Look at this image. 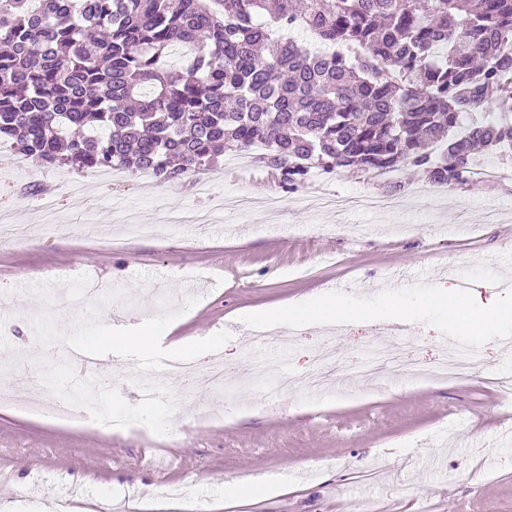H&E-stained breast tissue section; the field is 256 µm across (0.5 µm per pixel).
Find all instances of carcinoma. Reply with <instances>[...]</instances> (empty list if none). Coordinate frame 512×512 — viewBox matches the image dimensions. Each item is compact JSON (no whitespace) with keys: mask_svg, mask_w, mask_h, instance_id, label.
I'll return each mask as SVG.
<instances>
[{"mask_svg":"<svg viewBox=\"0 0 512 512\" xmlns=\"http://www.w3.org/2000/svg\"><path fill=\"white\" fill-rule=\"evenodd\" d=\"M509 99L512 0H0V140L46 167L170 182L261 144L287 192L406 166L453 190L512 158Z\"/></svg>","mask_w":512,"mask_h":512,"instance_id":"cac0c4a2","label":"carcinoma"}]
</instances>
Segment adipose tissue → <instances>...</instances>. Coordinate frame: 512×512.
Returning <instances> with one entry per match:
<instances>
[{"mask_svg": "<svg viewBox=\"0 0 512 512\" xmlns=\"http://www.w3.org/2000/svg\"><path fill=\"white\" fill-rule=\"evenodd\" d=\"M430 304L447 312L453 332L462 336H483L501 324L512 323L511 309L477 308L452 290L434 295ZM358 313V308L348 304L344 298L321 294L278 308L254 310L249 313L248 318L252 321L285 325L296 319L317 320L326 314L347 319Z\"/></svg>", "mask_w": 512, "mask_h": 512, "instance_id": "obj_1", "label": "adipose tissue"}]
</instances>
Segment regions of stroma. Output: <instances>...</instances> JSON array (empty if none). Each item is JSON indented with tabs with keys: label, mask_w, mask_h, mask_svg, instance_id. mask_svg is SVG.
<instances>
[{
	"label": "stroma",
	"mask_w": 512,
	"mask_h": 512,
	"mask_svg": "<svg viewBox=\"0 0 512 512\" xmlns=\"http://www.w3.org/2000/svg\"><path fill=\"white\" fill-rule=\"evenodd\" d=\"M496 179L452 191L407 167L382 175L337 171L286 192L252 152L227 151L204 177L213 193L261 201L212 215L210 229L170 227L168 213L207 208L195 178L163 183L148 173L102 167L84 172L21 159L0 141V217L29 227L20 243H0V507L47 512L62 495L136 500L163 490L207 512H357L364 501L392 512H512V379L503 334L456 338L448 318L429 309L431 288L466 287L478 305L512 308V161L482 155ZM49 190L63 235L42 231L40 190ZM390 196L387 218L356 209L303 205L302 196ZM97 225L95 235L84 227ZM134 224H153L150 237ZM117 289L105 302L67 312L85 280ZM323 292L368 306L371 317L289 326L286 347H257L240 312ZM405 304L402 339L425 369L443 356L476 354L479 378H431L414 385L359 377ZM146 327L134 355L118 336ZM334 339L350 369L315 394L286 392L260 402L262 386L294 385L313 351ZM205 373L212 349L224 353L228 394L192 390L174 405L141 399L130 371L155 372L175 356ZM107 360L94 375L75 369L61 343ZM106 410L137 423L116 434L92 419L55 417L53 399L77 387ZM278 482L269 496L256 475ZM240 506L218 507L225 486Z\"/></svg>",
	"instance_id": "35a3bbf8"
}]
</instances>
